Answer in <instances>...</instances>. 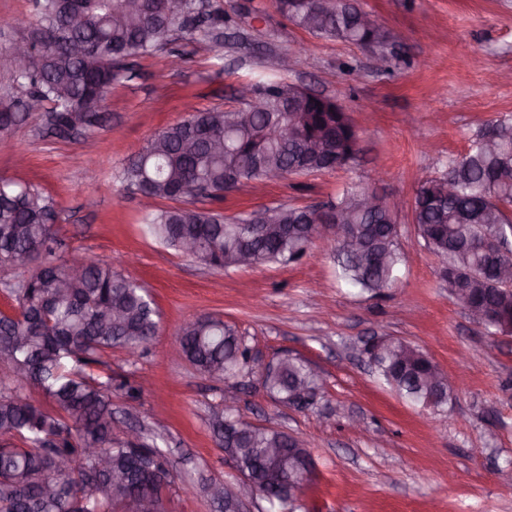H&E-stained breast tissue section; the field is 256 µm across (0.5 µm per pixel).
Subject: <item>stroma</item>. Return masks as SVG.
<instances>
[{
	"label": "stroma",
	"instance_id": "1",
	"mask_svg": "<svg viewBox=\"0 0 512 512\" xmlns=\"http://www.w3.org/2000/svg\"><path fill=\"white\" fill-rule=\"evenodd\" d=\"M390 37L386 52L316 37L294 25L277 0H203L225 22L208 36L182 34L171 48L135 59L103 104L94 131L59 137L40 118L0 138V178L49 197L67 254L112 266L145 286L160 313L157 335L136 362L122 349L102 353L93 372L113 377L118 419L146 429L167 451L177 477L168 512H212L203 490L238 481L210 419L237 394L244 422L302 440L315 463L302 512H512V337L489 334L454 302L438 258L411 222L416 189L444 175L487 122L512 117V0H353ZM0 99L23 96L9 45L30 33L35 0H0ZM306 61L280 69L281 56ZM291 82L335 99L360 133L350 167L241 185L218 208L228 217L277 206L304 207L357 184L399 207L404 262L397 286L375 294L336 279V247L315 239L287 265L216 269L166 247L146 231L139 196L116 172L162 129L196 108H233L249 81ZM98 180L86 185L85 172ZM214 316L243 336L253 356L289 354L319 377L314 405L297 409L266 392L257 370L211 380L179 350L185 320ZM369 336H397L456 379L444 411L402 399L361 357ZM149 380L137 400L121 382ZM362 420L361 429L350 418Z\"/></svg>",
	"mask_w": 512,
	"mask_h": 512
}]
</instances>
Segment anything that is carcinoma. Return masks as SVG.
Masks as SVG:
<instances>
[{"instance_id": "obj_1", "label": "carcinoma", "mask_w": 512, "mask_h": 512, "mask_svg": "<svg viewBox=\"0 0 512 512\" xmlns=\"http://www.w3.org/2000/svg\"><path fill=\"white\" fill-rule=\"evenodd\" d=\"M82 23H67L68 0H36L38 17L28 40L40 45L38 55L16 81L27 85L22 104L37 103L29 112L0 103V135L5 136L52 104L57 134L81 124L90 131L102 126L105 115L91 111V86L112 84L126 72L132 57L153 54L177 32L187 29L209 33L224 22L216 10L187 27L183 15L160 8L159 0H84ZM280 9L298 27L327 39L359 45L373 41L381 47L387 35L381 27H365L362 10L350 0H279ZM93 49L92 60L74 56L70 46ZM253 109L244 101L231 109L195 110L158 133L118 173L127 187L144 191L153 200L185 197L219 201L245 182L294 175L300 160L308 173L328 171L327 154L350 142L358 133L349 114L320 109L300 99L293 84L255 81L248 84ZM297 131L294 139L278 132ZM336 139L324 138L325 130ZM457 193L448 195V180ZM274 224L288 225V235L277 232L256 237L249 217L227 218L205 208L153 210L144 218L148 232L162 244L183 251L181 239L196 242L188 256L217 269L238 264L239 254H250L249 266L300 261L318 232L315 218L303 209L280 206ZM52 202L30 187L0 180V267L15 268L14 258L31 257L30 276L0 285L15 302L0 311V362L17 382L0 388V512H75L78 495L90 497L92 512H137L147 499L152 512H163L162 495L174 477L173 465L162 451L143 443L131 446L115 437L112 380L100 382L90 373L102 364L100 355L120 347L137 355L154 338L157 311L146 289L112 270L81 258L63 261L65 244L49 224ZM412 224L424 245L442 262V272L485 270L487 280L462 276L459 289L469 292L473 306L512 314V295L491 285L495 264L485 250L488 240L499 244V264L512 266V119L491 121L470 140L459 159L448 162L446 175L425 181L416 190ZM346 223L370 249L386 256L385 263L369 268L336 244V276L346 284L376 293L399 280L403 261L397 216L389 209L376 212L348 205ZM82 267L71 278V266ZM123 314L117 325L103 316ZM183 356L207 373L218 365L224 378L237 375L249 364L250 348L243 337L223 321L198 317L177 330ZM385 340L391 351L379 350L374 369L406 400L419 404L430 392L424 382L431 364L419 349L396 336ZM37 386L58 413L44 410L20 389ZM263 386L278 399L297 406L295 392L309 390L305 406L314 404L317 380L301 360L285 356L274 371L263 376ZM218 443L233 451L237 465L252 471L257 488L283 512H298L299 497L269 479L261 457L263 448L308 453L302 441L279 430L253 427L238 431L222 413L211 418ZM107 467L96 471L98 459Z\"/></svg>"}]
</instances>
